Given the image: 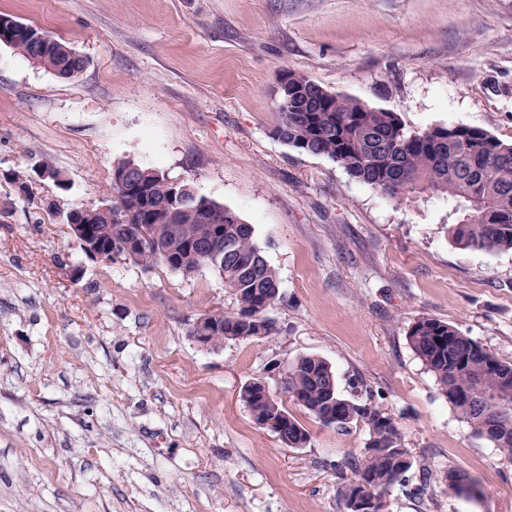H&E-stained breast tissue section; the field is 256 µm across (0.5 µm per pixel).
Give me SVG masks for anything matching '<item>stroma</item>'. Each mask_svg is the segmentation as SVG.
Returning a JSON list of instances; mask_svg holds the SVG:
<instances>
[{"mask_svg":"<svg viewBox=\"0 0 512 512\" xmlns=\"http://www.w3.org/2000/svg\"><path fill=\"white\" fill-rule=\"evenodd\" d=\"M87 60L70 79L0 45V512H344L368 439L284 398L301 449L239 397L273 362L326 359L414 461L388 512H512V460L409 343L423 317L512 362V250L456 245L442 197L392 200L275 134L281 71L512 143V0H0ZM131 160L235 210L276 271L279 335L199 348L237 307L222 278L84 258L50 203L109 202ZM59 170L65 188L32 177ZM29 173L27 192L10 181ZM475 493L449 490V474Z\"/></svg>","mask_w":512,"mask_h":512,"instance_id":"1","label":"stroma"}]
</instances>
